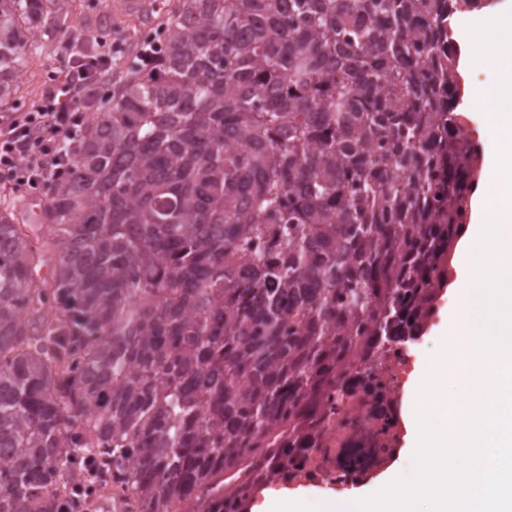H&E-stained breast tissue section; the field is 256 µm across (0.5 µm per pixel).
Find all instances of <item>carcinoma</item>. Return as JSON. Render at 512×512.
<instances>
[{"label":"carcinoma","mask_w":512,"mask_h":512,"mask_svg":"<svg viewBox=\"0 0 512 512\" xmlns=\"http://www.w3.org/2000/svg\"><path fill=\"white\" fill-rule=\"evenodd\" d=\"M480 4L169 6L41 232L0 211V512H67L88 456L126 512H248L388 455L479 173L451 26ZM67 16L0 0V104ZM298 485L308 487L313 490L324 491V492L331 494L333 496H336L338 498L344 497L352 490V488H354L356 486V484H354V483L349 484V485L330 484V483L322 480L321 477L301 478V479H299L295 482H291V483H288V481H287V482H281V483L274 484L273 486L269 487L268 489L264 490L261 494H259L258 498L256 499V501L254 503L255 504L259 503L262 498V495L269 490L285 489V488H287V486L288 487H292V486L297 487Z\"/></svg>","instance_id":"1"}]
</instances>
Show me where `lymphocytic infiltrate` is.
I'll use <instances>...</instances> for the list:
<instances>
[{
    "mask_svg": "<svg viewBox=\"0 0 512 512\" xmlns=\"http://www.w3.org/2000/svg\"><path fill=\"white\" fill-rule=\"evenodd\" d=\"M109 65L106 57L73 65L35 110L0 120V187L37 191L72 175L76 140L103 97L99 73Z\"/></svg>",
    "mask_w": 512,
    "mask_h": 512,
    "instance_id": "1",
    "label": "lymphocytic infiltrate"
}]
</instances>
